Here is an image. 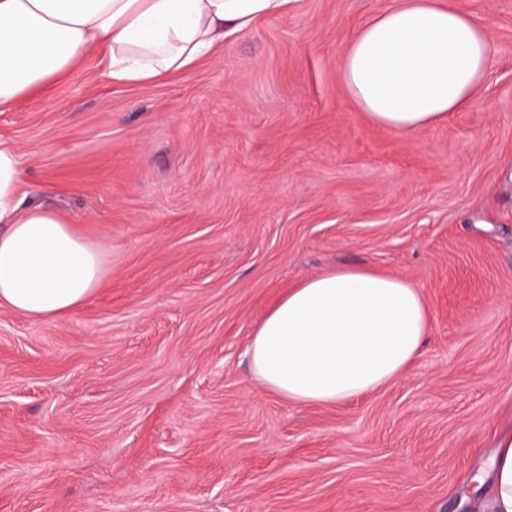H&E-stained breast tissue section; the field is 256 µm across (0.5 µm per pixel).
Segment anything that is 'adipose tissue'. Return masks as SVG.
<instances>
[{"label":"adipose tissue","instance_id":"adipose-tissue-1","mask_svg":"<svg viewBox=\"0 0 512 512\" xmlns=\"http://www.w3.org/2000/svg\"><path fill=\"white\" fill-rule=\"evenodd\" d=\"M292 0H0V110L70 71L93 48L108 78L139 83L186 70ZM491 67L486 30L439 0H390L349 44L348 95L376 124L413 133L447 121ZM23 161L0 140V306L43 319L98 287V251L52 209L24 205ZM430 328L420 289L365 268L301 281L256 324L255 377L295 404H336L400 378ZM489 512H512V436L488 463Z\"/></svg>","mask_w":512,"mask_h":512}]
</instances>
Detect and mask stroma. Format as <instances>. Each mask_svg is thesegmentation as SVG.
<instances>
[{"mask_svg":"<svg viewBox=\"0 0 512 512\" xmlns=\"http://www.w3.org/2000/svg\"><path fill=\"white\" fill-rule=\"evenodd\" d=\"M388 0H297L187 72L107 79L89 50L0 112L24 201L101 253L66 316L0 306V512H478L512 434V0H442L492 43L448 122L374 124L339 70ZM421 288L400 379L346 404L265 390L245 348L298 281Z\"/></svg>","mask_w":512,"mask_h":512,"instance_id":"stroma-1","label":"stroma"}]
</instances>
